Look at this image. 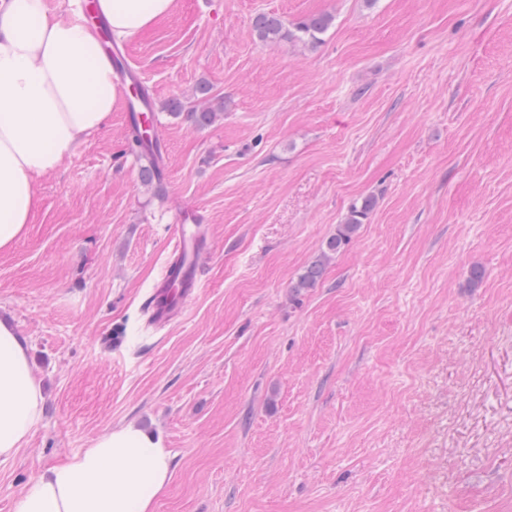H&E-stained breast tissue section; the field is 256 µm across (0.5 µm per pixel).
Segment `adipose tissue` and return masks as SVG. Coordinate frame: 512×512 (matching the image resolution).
Listing matches in <instances>:
<instances>
[{
	"label": "adipose tissue",
	"mask_w": 512,
	"mask_h": 512,
	"mask_svg": "<svg viewBox=\"0 0 512 512\" xmlns=\"http://www.w3.org/2000/svg\"><path fill=\"white\" fill-rule=\"evenodd\" d=\"M115 39L133 40L172 15L177 0H98ZM122 94L96 31L58 17L45 0H0V253L23 239L39 207L37 183L101 129ZM44 396L28 348L0 320V461L27 443ZM170 481L161 438L128 423L41 472L15 512H155Z\"/></svg>",
	"instance_id": "obj_1"
}]
</instances>
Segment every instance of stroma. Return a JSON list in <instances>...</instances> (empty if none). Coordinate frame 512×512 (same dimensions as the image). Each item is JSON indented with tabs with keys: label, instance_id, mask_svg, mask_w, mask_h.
I'll list each match as a JSON object with an SVG mask.
<instances>
[{
	"label": "stroma",
	"instance_id": "35a3bbf8",
	"mask_svg": "<svg viewBox=\"0 0 512 512\" xmlns=\"http://www.w3.org/2000/svg\"><path fill=\"white\" fill-rule=\"evenodd\" d=\"M262 11L334 21L271 44ZM127 48L169 187L144 186L113 112L0 253V314L44 391L0 461V512L129 422L172 459L155 512H512V0H179ZM202 84L224 115L196 128L166 105L191 110ZM178 208L212 251L155 330L143 302ZM375 205L376 201L373 197H365L359 206L356 204L351 206L344 224H339L336 234L326 241V248L322 250L320 257L312 262L299 277L293 287L296 291L301 288H313L322 279L330 256L338 254L353 240Z\"/></svg>",
	"mask_w": 512,
	"mask_h": 512
}]
</instances>
